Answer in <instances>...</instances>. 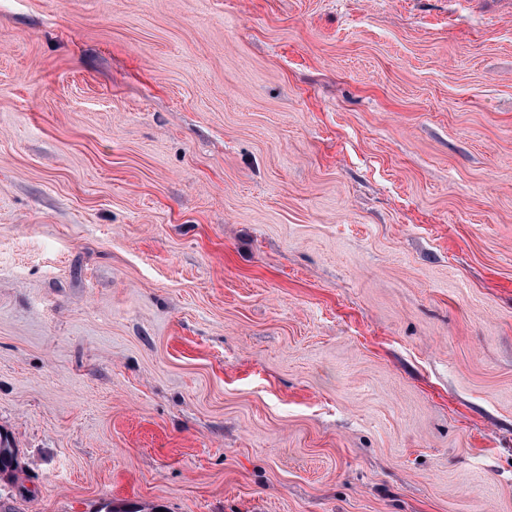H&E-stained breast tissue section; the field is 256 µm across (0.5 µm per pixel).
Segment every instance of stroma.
I'll list each match as a JSON object with an SVG mask.
<instances>
[{
  "label": "stroma",
  "instance_id": "1",
  "mask_svg": "<svg viewBox=\"0 0 512 512\" xmlns=\"http://www.w3.org/2000/svg\"><path fill=\"white\" fill-rule=\"evenodd\" d=\"M0 512H512V0H0ZM17 448L10 435L0 431V477H12L17 469Z\"/></svg>",
  "mask_w": 512,
  "mask_h": 512
}]
</instances>
